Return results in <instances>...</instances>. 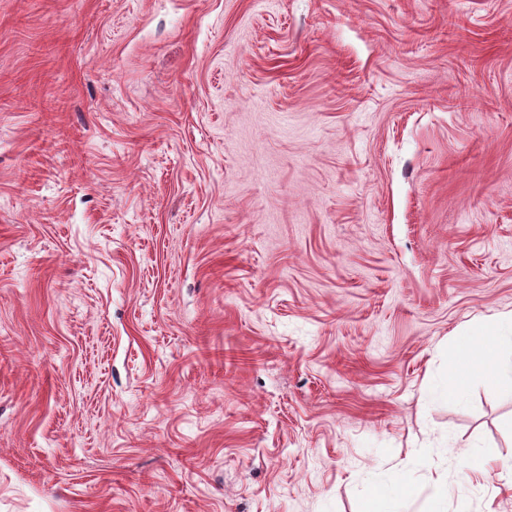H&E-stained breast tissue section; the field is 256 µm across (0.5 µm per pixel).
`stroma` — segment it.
Masks as SVG:
<instances>
[{
  "label": "stroma",
  "instance_id": "35a3bbf8",
  "mask_svg": "<svg viewBox=\"0 0 512 512\" xmlns=\"http://www.w3.org/2000/svg\"><path fill=\"white\" fill-rule=\"evenodd\" d=\"M509 313L512 0H0V512H512ZM506 345L511 348V359L502 357ZM474 376L512 394V314L489 319L473 335L460 337L448 349L447 373L433 393L448 401L458 400Z\"/></svg>",
  "mask_w": 512,
  "mask_h": 512
}]
</instances>
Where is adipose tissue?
<instances>
[{
  "mask_svg": "<svg viewBox=\"0 0 512 512\" xmlns=\"http://www.w3.org/2000/svg\"><path fill=\"white\" fill-rule=\"evenodd\" d=\"M507 346L512 347V314L489 319L474 334L460 337L448 351L447 373L435 386V395L458 400L475 376L495 389L512 393V358L502 355Z\"/></svg>",
  "mask_w": 512,
  "mask_h": 512,
  "instance_id": "adipose-tissue-1",
  "label": "adipose tissue"
}]
</instances>
